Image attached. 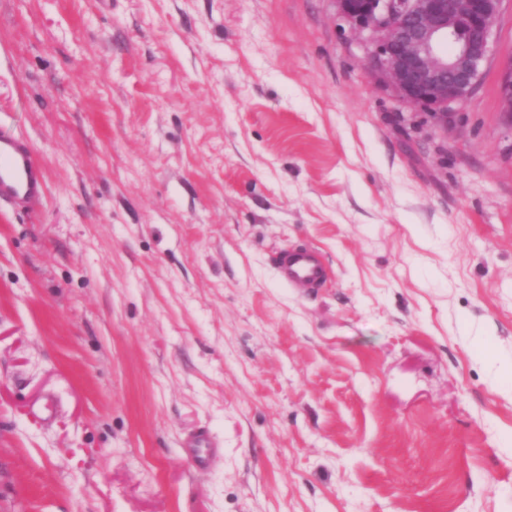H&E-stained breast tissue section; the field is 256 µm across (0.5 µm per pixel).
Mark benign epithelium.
Segmentation results:
<instances>
[{"label": "benign epithelium", "mask_w": 512, "mask_h": 512, "mask_svg": "<svg viewBox=\"0 0 512 512\" xmlns=\"http://www.w3.org/2000/svg\"><path fill=\"white\" fill-rule=\"evenodd\" d=\"M501 0H336L359 35L368 71L438 125L475 89ZM502 110L512 116V58L499 74Z\"/></svg>", "instance_id": "1"}]
</instances>
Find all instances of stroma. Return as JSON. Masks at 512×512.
Listing matches in <instances>:
<instances>
[{"instance_id":"obj_1","label":"stroma","mask_w":512,"mask_h":512,"mask_svg":"<svg viewBox=\"0 0 512 512\" xmlns=\"http://www.w3.org/2000/svg\"><path fill=\"white\" fill-rule=\"evenodd\" d=\"M511 57L440 126L336 0H0V512H512ZM498 91L502 110L512 116V58L501 68ZM46 188L44 167L23 140L0 136V202L34 207ZM277 267L282 280L290 285L318 288L327 280L325 264L309 250L282 253Z\"/></svg>"}]
</instances>
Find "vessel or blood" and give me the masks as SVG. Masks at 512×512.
<instances>
[{"instance_id":"vessel-or-blood-1","label":"vessel or blood","mask_w":512,"mask_h":512,"mask_svg":"<svg viewBox=\"0 0 512 512\" xmlns=\"http://www.w3.org/2000/svg\"><path fill=\"white\" fill-rule=\"evenodd\" d=\"M46 188L44 167L23 140L0 136V202L22 207L40 204ZM283 281L317 288L327 280V269L317 254L300 250L281 254L277 261Z\"/></svg>"}]
</instances>
